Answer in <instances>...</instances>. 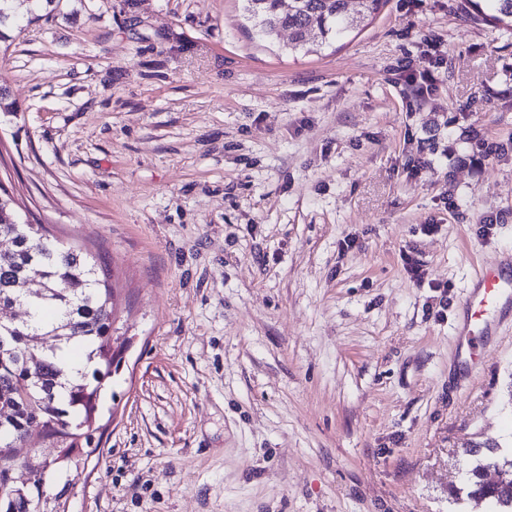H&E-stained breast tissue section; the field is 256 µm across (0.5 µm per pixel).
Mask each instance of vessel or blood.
<instances>
[{
    "label": "vessel or blood",
    "mask_w": 512,
    "mask_h": 512,
    "mask_svg": "<svg viewBox=\"0 0 512 512\" xmlns=\"http://www.w3.org/2000/svg\"><path fill=\"white\" fill-rule=\"evenodd\" d=\"M510 305L512 272L496 265L481 267L475 276L474 289L465 300L467 316L457 340V352L465 366L481 364L484 339L494 327L498 312Z\"/></svg>",
    "instance_id": "obj_1"
}]
</instances>
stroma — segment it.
<instances>
[{"label": "stroma", "mask_w": 512, "mask_h": 512, "mask_svg": "<svg viewBox=\"0 0 512 512\" xmlns=\"http://www.w3.org/2000/svg\"><path fill=\"white\" fill-rule=\"evenodd\" d=\"M8 32L0 184L102 254L130 341L40 512H483L452 492L466 448L512 446V317L472 371L455 343L512 263V33L466 0H388L318 53L241 0Z\"/></svg>", "instance_id": "obj_1"}]
</instances>
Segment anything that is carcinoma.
<instances>
[{
    "label": "carcinoma",
    "mask_w": 512,
    "mask_h": 512,
    "mask_svg": "<svg viewBox=\"0 0 512 512\" xmlns=\"http://www.w3.org/2000/svg\"><path fill=\"white\" fill-rule=\"evenodd\" d=\"M53 0H0V42L9 39L1 26L26 6L39 18L42 3ZM244 10L264 37L281 29L291 32L293 49L313 51L345 32L357 29L377 14L386 0H362L352 13L348 0H244ZM485 19L512 31V0H467ZM0 305L22 303L42 312L55 308L59 316L45 321L30 317L12 327V339L0 347V441L23 439L36 447L49 440L65 449L68 459L96 453L95 418L102 403V380L117 371L128 340L114 335L116 291L113 275L100 257L64 242L41 224L21 218L15 199L0 187ZM37 279L38 296H27L19 284ZM54 335V343L39 351L41 364L30 361L31 341ZM85 348L91 372H69L66 353ZM501 463L505 480L484 481L485 462ZM466 497L486 506V512H512V449H488L484 458L463 473ZM37 496L26 490L14 505L0 512H36Z\"/></svg>",
    "instance_id": "carcinoma-1"
}]
</instances>
